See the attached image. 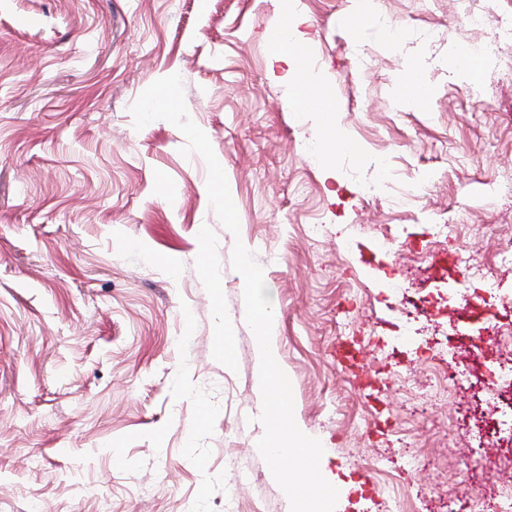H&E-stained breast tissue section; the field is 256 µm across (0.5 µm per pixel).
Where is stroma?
<instances>
[{
  "label": "stroma",
  "instance_id": "35a3bbf8",
  "mask_svg": "<svg viewBox=\"0 0 512 512\" xmlns=\"http://www.w3.org/2000/svg\"><path fill=\"white\" fill-rule=\"evenodd\" d=\"M375 2L355 30V0H294L301 63L333 87L326 116L289 111L271 76L273 0H0V512H288L257 448L238 239L264 269L336 512H443L450 496L489 512L512 484V428L493 465L458 468L491 410L418 351L437 333L512 354V266L495 259L512 238V35L497 23L512 0ZM493 38L468 84L459 54ZM172 74L239 235L183 133L133 127L130 105ZM413 74L428 99L398 102ZM452 205L463 225L435 238ZM427 294L410 318L406 297Z\"/></svg>",
  "mask_w": 512,
  "mask_h": 512
}]
</instances>
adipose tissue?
<instances>
[{"label": "adipose tissue", "mask_w": 512, "mask_h": 512, "mask_svg": "<svg viewBox=\"0 0 512 512\" xmlns=\"http://www.w3.org/2000/svg\"><path fill=\"white\" fill-rule=\"evenodd\" d=\"M299 24V18L288 10V0H276L275 25L270 35L272 54L284 66L281 78L288 83L289 110L306 112L314 103L327 106L328 94L325 84L309 79L300 67L303 39Z\"/></svg>", "instance_id": "obj_1"}]
</instances>
